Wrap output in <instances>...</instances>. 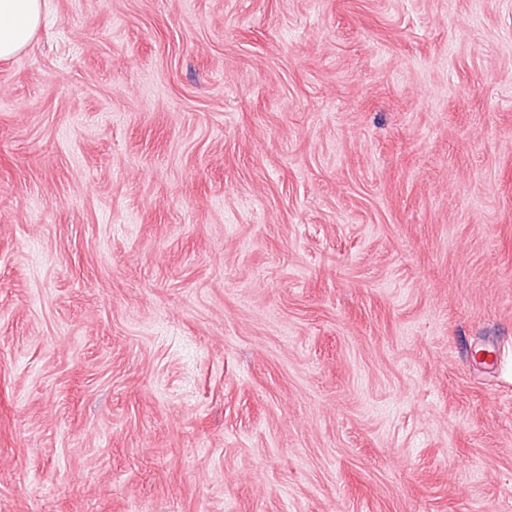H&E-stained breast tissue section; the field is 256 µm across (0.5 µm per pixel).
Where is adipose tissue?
<instances>
[{"label":"adipose tissue","mask_w":512,"mask_h":512,"mask_svg":"<svg viewBox=\"0 0 512 512\" xmlns=\"http://www.w3.org/2000/svg\"><path fill=\"white\" fill-rule=\"evenodd\" d=\"M46 0H0V59L25 50L41 25Z\"/></svg>","instance_id":"1"}]
</instances>
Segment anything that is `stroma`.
Here are the masks:
<instances>
[{
	"instance_id": "stroma-1",
	"label": "stroma",
	"mask_w": 512,
	"mask_h": 512,
	"mask_svg": "<svg viewBox=\"0 0 512 512\" xmlns=\"http://www.w3.org/2000/svg\"><path fill=\"white\" fill-rule=\"evenodd\" d=\"M47 3L0 512H512V0Z\"/></svg>"
}]
</instances>
